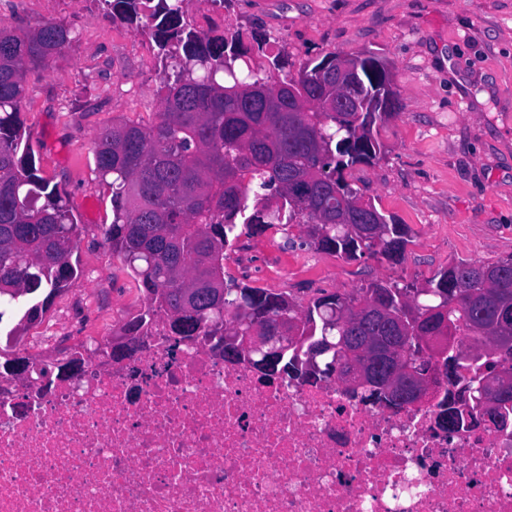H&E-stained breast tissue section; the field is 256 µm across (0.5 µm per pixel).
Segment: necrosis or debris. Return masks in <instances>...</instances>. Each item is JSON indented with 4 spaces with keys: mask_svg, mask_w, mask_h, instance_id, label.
I'll list each match as a JSON object with an SVG mask.
<instances>
[{
    "mask_svg": "<svg viewBox=\"0 0 512 512\" xmlns=\"http://www.w3.org/2000/svg\"><path fill=\"white\" fill-rule=\"evenodd\" d=\"M260 377L157 324L131 357L0 383V512H512V433Z\"/></svg>",
    "mask_w": 512,
    "mask_h": 512,
    "instance_id": "1",
    "label": "necrosis or debris"
}]
</instances>
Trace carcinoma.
Listing matches in <instances>:
<instances>
[{"instance_id":"carcinoma-1","label":"carcinoma","mask_w":512,"mask_h":512,"mask_svg":"<svg viewBox=\"0 0 512 512\" xmlns=\"http://www.w3.org/2000/svg\"><path fill=\"white\" fill-rule=\"evenodd\" d=\"M98 2L112 24L148 35L164 66L156 120L114 122L93 142L94 171L112 193L103 244L145 296L143 309L121 330L148 336L161 319L177 343L193 336L219 344L240 318L239 299L248 290L272 316L295 321L298 333L276 368L262 376L300 385L340 378L362 358L359 346L343 343L344 337L376 335L396 319L402 322L400 361L421 375L438 366L411 339L420 318L436 320V336L448 326V340L460 349L499 336L500 351L489 359L472 363L448 351L445 378L468 398L460 409L447 396L441 425L450 432L462 427L477 407L479 382L512 373V255L450 263L422 286L374 283L344 295L349 319L334 323L326 310L333 295L303 307L224 274V258L242 235L275 225L304 224L316 249L347 260L401 257L409 226L383 214L344 176L379 158L377 128L400 108L393 84L378 83L361 68L345 90L354 110L322 112L316 102L334 93L327 80L334 53L293 74L287 51L279 49L260 75L238 63L254 50H268L262 33L246 38L239 31L202 30L190 19L187 0ZM72 40L64 22L26 30L0 25V323L23 312L0 346L1 377L16 376V342L26 324L81 276L73 255L83 225L57 187L38 174L20 119L28 74L48 68ZM375 298L382 299L385 316H358ZM325 336L338 350L318 356V370L300 372L298 362ZM109 348L107 342L79 345L69 372L89 354L115 359Z\"/></svg>"}]
</instances>
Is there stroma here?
<instances>
[{"mask_svg": "<svg viewBox=\"0 0 512 512\" xmlns=\"http://www.w3.org/2000/svg\"><path fill=\"white\" fill-rule=\"evenodd\" d=\"M225 26L285 46L291 71L334 52L384 58L402 107L379 131L382 153L345 172L354 189L408 225L400 262L349 261L316 251L299 227L241 237L242 267L227 276L301 304L379 281L425 283L449 263L512 255V0H228ZM72 26L74 40L28 77L20 118L34 161L85 230L82 275L59 294L18 347L54 356L111 335L144 305L142 291L102 243L111 191L93 171L96 132L115 119H156L163 69L147 36L113 25L98 0H0V23Z\"/></svg>", "mask_w": 512, "mask_h": 512, "instance_id": "stroma-1", "label": "stroma"}]
</instances>
